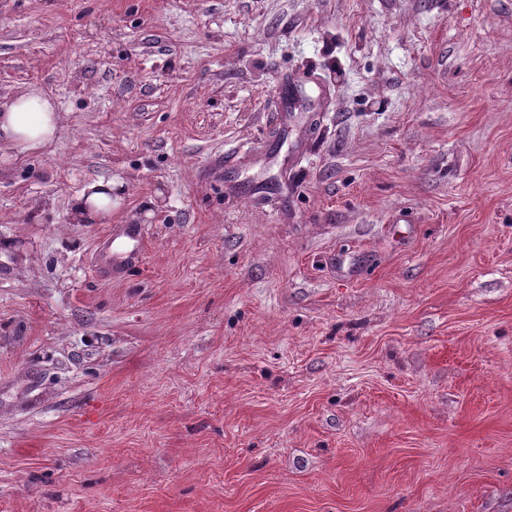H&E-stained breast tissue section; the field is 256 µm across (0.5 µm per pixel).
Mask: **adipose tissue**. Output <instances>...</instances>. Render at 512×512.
<instances>
[{
  "mask_svg": "<svg viewBox=\"0 0 512 512\" xmlns=\"http://www.w3.org/2000/svg\"><path fill=\"white\" fill-rule=\"evenodd\" d=\"M61 115L56 101L41 88L31 87L0 99V148L13 157L34 154L53 141ZM112 181L90 184L76 199L75 213L83 223L107 222L112 217Z\"/></svg>",
  "mask_w": 512,
  "mask_h": 512,
  "instance_id": "adipose-tissue-1",
  "label": "adipose tissue"
}]
</instances>
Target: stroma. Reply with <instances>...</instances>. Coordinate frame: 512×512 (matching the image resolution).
Wrapping results in <instances>:
<instances>
[{
    "mask_svg": "<svg viewBox=\"0 0 512 512\" xmlns=\"http://www.w3.org/2000/svg\"><path fill=\"white\" fill-rule=\"evenodd\" d=\"M301 74L329 99L262 155ZM31 86L0 512H512V0H0ZM113 185L112 179L90 184L76 198L77 220L81 223L109 221L112 218Z\"/></svg>",
    "mask_w": 512,
    "mask_h": 512,
    "instance_id": "35a3bbf8",
    "label": "stroma"
}]
</instances>
